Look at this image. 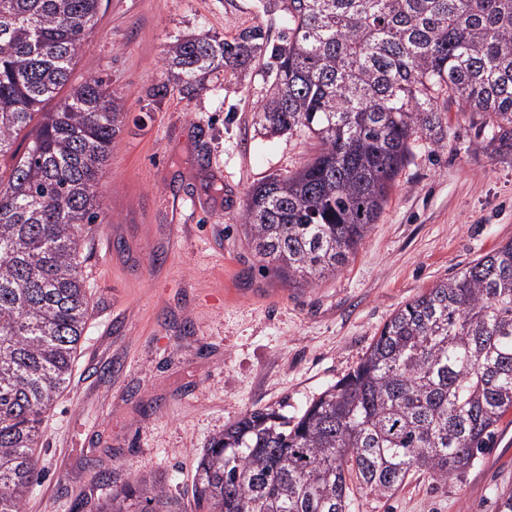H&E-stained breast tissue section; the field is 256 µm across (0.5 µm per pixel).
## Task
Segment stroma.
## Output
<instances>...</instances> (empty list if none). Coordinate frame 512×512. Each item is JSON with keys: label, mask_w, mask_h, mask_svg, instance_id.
Masks as SVG:
<instances>
[{"label": "stroma", "mask_w": 512, "mask_h": 512, "mask_svg": "<svg viewBox=\"0 0 512 512\" xmlns=\"http://www.w3.org/2000/svg\"><path fill=\"white\" fill-rule=\"evenodd\" d=\"M281 0H101L71 84L103 78L124 125L97 185L102 224L83 244L92 312L71 381L41 425V480L23 512H96L134 478L188 504L209 440L256 408L302 409L352 371L405 303L512 240V157L474 147L450 108L444 147H416L378 219L336 275L288 285L243 231L248 191L299 170L304 134L271 135ZM266 46L166 88L174 37ZM107 482L93 483L94 472ZM512 489V412L461 476L413 474L390 498L360 491L353 512H497Z\"/></svg>", "instance_id": "obj_1"}]
</instances>
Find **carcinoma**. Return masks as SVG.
Returning a JSON list of instances; mask_svg holds the SVG:
<instances>
[{
  "instance_id": "obj_1",
  "label": "carcinoma",
  "mask_w": 512,
  "mask_h": 512,
  "mask_svg": "<svg viewBox=\"0 0 512 512\" xmlns=\"http://www.w3.org/2000/svg\"><path fill=\"white\" fill-rule=\"evenodd\" d=\"M100 0H0V512H22L41 477L39 424L70 380L90 298L82 242L122 105L89 77L57 99ZM271 54V134L319 150L248 194L245 234L285 282L339 271L377 223L423 141L444 139L441 105L478 117L476 147L512 155V0H284ZM178 38V90L262 49ZM512 411V240L426 289L387 321L361 362L298 417L245 412L198 458L194 512H352L354 489L392 495L410 473L463 474ZM99 512H183L144 478Z\"/></svg>"
}]
</instances>
